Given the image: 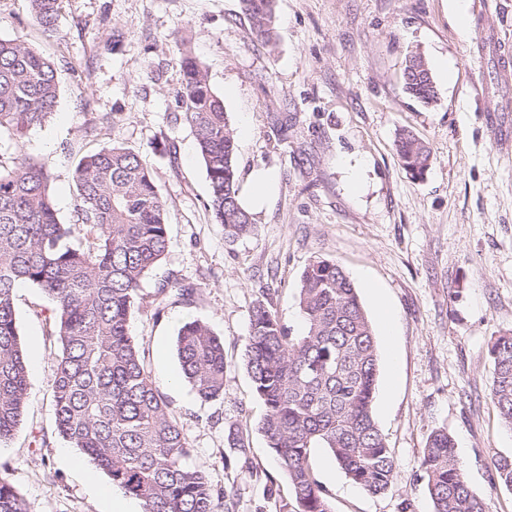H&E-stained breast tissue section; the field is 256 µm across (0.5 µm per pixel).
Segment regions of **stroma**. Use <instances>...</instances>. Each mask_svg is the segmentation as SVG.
<instances>
[{"label":"stroma","mask_w":512,"mask_h":512,"mask_svg":"<svg viewBox=\"0 0 512 512\" xmlns=\"http://www.w3.org/2000/svg\"><path fill=\"white\" fill-rule=\"evenodd\" d=\"M277 0V37L252 34L241 0H63L54 32H44L28 0H0V36L19 37L52 60L55 112L23 137L0 133V154L44 164L62 223L75 220L73 173L88 151L118 144L151 169L169 214V244L142 283L154 294L177 281L161 312L137 313L132 332L156 389L175 412L220 498L216 512H276L288 481L256 426L265 413L242 364L249 318L265 303L292 332L303 327L297 295L305 266L335 260L375 324L380 370L374 415L396 459L385 494L349 480L332 455L311 465L335 512H433L420 458L429 434L447 430L465 480L488 512H512V491L494 483L498 458L512 454L491 399L488 347L512 330V84L495 79L479 48L483 22L512 43V0ZM430 61L439 90L423 107L402 87L407 53ZM204 66L237 129L240 193L253 172L273 179L254 209L256 228L229 239L208 208L209 180L192 129L177 120L179 61ZM248 134H241V127ZM407 129L432 150L415 178L396 151ZM373 288H366V281ZM14 306L27 354L24 422L0 446V478L30 512H106L108 476L91 462L66 460L51 382L57 343L53 301L16 289ZM396 329L389 357L380 329ZM206 322L224 340V392L201 402L182 379L176 336ZM239 434L244 447H233Z\"/></svg>","instance_id":"35a3bbf8"}]
</instances>
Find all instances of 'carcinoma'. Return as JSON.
I'll return each mask as SVG.
<instances>
[{
  "label": "carcinoma",
  "instance_id": "obj_1",
  "mask_svg": "<svg viewBox=\"0 0 512 512\" xmlns=\"http://www.w3.org/2000/svg\"><path fill=\"white\" fill-rule=\"evenodd\" d=\"M36 21L53 29L61 0H30ZM255 37L275 38V0H242ZM181 119L195 133L210 187L209 209L229 238L255 230L240 204L235 129L203 65L180 60ZM403 90L425 105L437 101L431 67L419 51L406 58ZM59 98L55 64L20 38L0 37V131L16 137L40 126ZM404 168L423 175L431 150L409 131L396 140ZM79 204L74 224L54 207L46 167L22 157L0 160V444L23 421L28 370L14 308L15 289L30 283L55 303L59 349L52 381L59 434L103 470L142 512H215L204 471L188 463L189 444L169 403L146 370L132 333L135 313L161 301L141 293L144 277L168 247V214L140 154L114 145L83 155L74 172ZM88 247L71 244L73 226ZM298 306L303 330L293 336L263 303L250 314L245 368L266 411L258 431L286 476L292 499L279 512H334L310 465L327 449L349 479L385 493L396 461L374 417L379 355L375 331L357 290L333 260L304 269ZM176 351L183 377L203 401L224 392V341L202 321L184 323ZM492 398L512 431V331L489 345ZM434 512H487L471 491L455 443L444 429L427 438L420 460ZM493 480L512 489V456ZM0 512H29L0 479Z\"/></svg>",
  "mask_w": 512,
  "mask_h": 512
}]
</instances>
